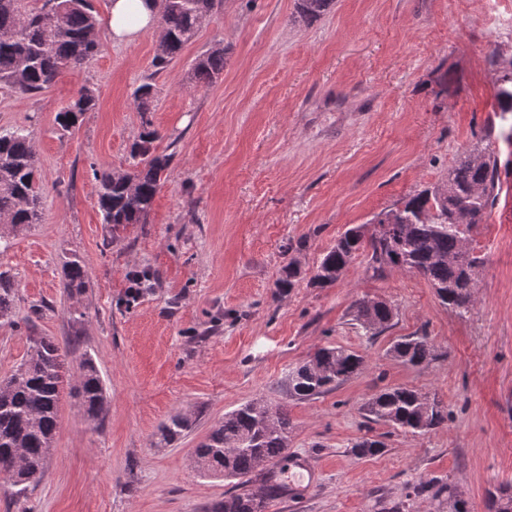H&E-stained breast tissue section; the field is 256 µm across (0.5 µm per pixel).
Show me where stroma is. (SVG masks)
I'll list each match as a JSON object with an SVG mask.
<instances>
[{
  "instance_id": "stroma-1",
  "label": "stroma",
  "mask_w": 512,
  "mask_h": 512,
  "mask_svg": "<svg viewBox=\"0 0 512 512\" xmlns=\"http://www.w3.org/2000/svg\"><path fill=\"white\" fill-rule=\"evenodd\" d=\"M157 41L105 34L96 56L40 93L0 88V132H29L44 192L41 223L0 255L14 294L11 322L0 321V377L31 337L67 339L71 362L95 361L108 399L93 425L63 391L43 475L22 495L0 476V512H209L235 487L202 476L194 450L255 398L286 406L293 422L287 461L259 467L250 484L263 489L271 471L283 485L268 512H429L413 487L430 478L488 512V491L512 486V203L498 197L471 233L485 262L466 313L442 306L422 276L376 275L362 257L334 287L308 280L346 228L444 181L463 148L512 160V114L497 110L512 0H334L312 21L296 0H223L162 68ZM217 44L223 75L192 82L194 59ZM144 83L156 90L146 115L134 103ZM87 89L96 107L60 130L56 114ZM146 118L171 164L146 223L116 239L93 173L131 172ZM73 259L88 279L70 295ZM291 260L301 279L281 295ZM134 268L153 279L131 304ZM362 299L393 306L382 333L355 321ZM423 331L434 360L414 368L389 355L395 339ZM320 346L358 351L366 365L332 392L289 399V369ZM393 385L437 396L447 424L413 437L369 420L364 402ZM179 411L192 414V431L158 446L159 424ZM364 436L381 437L383 451L355 455ZM293 464L314 480L291 486Z\"/></svg>"
}]
</instances>
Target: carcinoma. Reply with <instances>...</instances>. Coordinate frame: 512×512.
I'll return each instance as SVG.
<instances>
[{
  "label": "carcinoma",
  "mask_w": 512,
  "mask_h": 512,
  "mask_svg": "<svg viewBox=\"0 0 512 512\" xmlns=\"http://www.w3.org/2000/svg\"><path fill=\"white\" fill-rule=\"evenodd\" d=\"M36 0H0V84L20 94L43 91L68 69L93 58L100 50L99 23L88 0H57L58 10L43 16ZM162 35L157 41L155 64L162 67L179 57L193 40L203 16L222 5V0H154ZM333 0H297V12L306 20L323 15ZM226 49L216 45L198 56L192 78L211 83L224 73ZM138 111L152 110L154 87L141 85L134 94ZM96 106L93 91L86 90L60 110L57 125L68 131ZM158 131L145 121L131 145L133 171L124 175L94 172L98 205L112 238L130 224H145L170 157L153 153ZM38 157L29 134L23 129L0 133V217L10 221L13 231L38 224L42 218L41 195L36 186ZM498 171L494 153L475 145L461 150L448 170L445 182L426 188L394 209L395 222L367 233L366 225L348 228L323 253L310 282L329 288L360 256L374 273L387 267L416 272L426 278L441 304L460 313L470 308L471 283L453 261L472 230L484 223L497 199ZM301 270L291 261L277 281L280 293L294 288ZM88 274L77 260L67 262L65 288L68 293L86 287ZM14 296L0 273V319L11 314ZM394 311L384 301L363 300L356 304L355 320L366 329L384 331ZM68 342L48 336L31 338L30 351L11 374L0 378V474L23 494L41 478L53 451L58 425L59 399L68 369ZM389 355L404 365L418 367L435 359L430 336L422 333L394 341ZM365 357L340 346L322 347L309 359L292 367L287 376L288 397L308 400L333 391L365 366ZM74 394L87 421H99L106 409V390L95 362L80 363ZM367 416L396 431L422 436L448 421L443 403L405 386L387 387L365 404ZM192 427L191 418L176 413L163 421L160 441L171 443ZM291 421L288 409L263 399L247 402L224 413L206 438L195 448L200 473L236 481L239 493L224 496L212 512H266L269 501L280 492L272 484L262 492L246 489L257 466L288 457ZM359 456L374 455L385 448L383 441L364 438L353 445ZM414 495L431 500L435 512H449L466 502L448 483L421 480Z\"/></svg>",
  "instance_id": "1"
}]
</instances>
